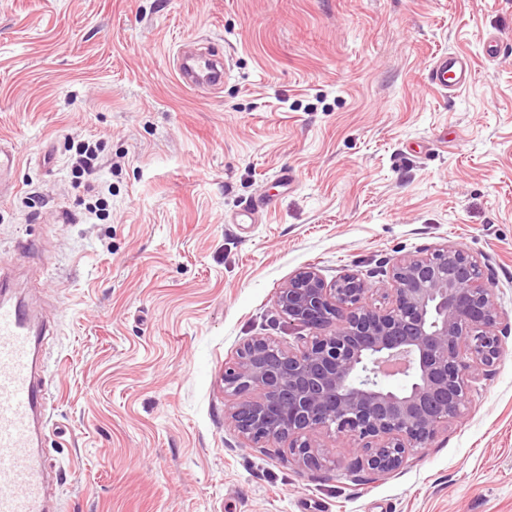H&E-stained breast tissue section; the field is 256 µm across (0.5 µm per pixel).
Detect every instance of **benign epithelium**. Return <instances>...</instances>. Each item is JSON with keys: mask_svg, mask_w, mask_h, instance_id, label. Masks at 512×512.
Segmentation results:
<instances>
[{"mask_svg": "<svg viewBox=\"0 0 512 512\" xmlns=\"http://www.w3.org/2000/svg\"><path fill=\"white\" fill-rule=\"evenodd\" d=\"M378 291L386 304L354 273L329 284L313 268L280 288L289 322L325 334L298 349L254 338L224 368L238 398L228 418L245 441L286 442L310 467L334 432L363 451L358 468L385 478L463 418L469 382L499 363L507 317L484 266L446 243L398 258ZM392 373L398 389L385 384Z\"/></svg>", "mask_w": 512, "mask_h": 512, "instance_id": "obj_1", "label": "benign epithelium"}]
</instances>
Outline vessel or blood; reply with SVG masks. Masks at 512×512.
I'll return each instance as SVG.
<instances>
[{
	"label": "vessel or blood",
	"mask_w": 512,
	"mask_h": 512,
	"mask_svg": "<svg viewBox=\"0 0 512 512\" xmlns=\"http://www.w3.org/2000/svg\"><path fill=\"white\" fill-rule=\"evenodd\" d=\"M473 62L460 53L436 58L428 75L438 89L468 83ZM179 81L190 88L220 90L230 75L218 48L180 49L175 63ZM19 158L0 140V195L16 186ZM36 329L30 310L8 298L0 300V512H46L44 473L34 446L44 431L36 420L46 394L35 380Z\"/></svg>",
	"instance_id": "vessel-or-blood-1"
}]
</instances>
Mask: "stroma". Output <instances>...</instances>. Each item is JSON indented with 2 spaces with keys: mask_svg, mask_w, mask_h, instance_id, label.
<instances>
[{
  "mask_svg": "<svg viewBox=\"0 0 512 512\" xmlns=\"http://www.w3.org/2000/svg\"><path fill=\"white\" fill-rule=\"evenodd\" d=\"M189 42L223 50L218 93L178 81ZM451 52L474 74L446 93L427 76ZM0 137V267L53 317L36 457L58 512H512V330L464 418L383 481L332 434L317 468L251 447L224 391L248 340L309 339L277 305L305 267L376 289L455 243L512 316V0H0ZM19 166V158L15 147L0 140V195L11 192L16 186V172ZM98 150V144H90L89 142H82L76 147V151L79 157L77 166L79 176L77 177L86 178L84 187H86V189L89 191L94 190L93 180H96L98 172Z\"/></svg>",
  "mask_w": 512,
  "mask_h": 512,
  "instance_id": "35a3bbf8",
  "label": "stroma"
}]
</instances>
